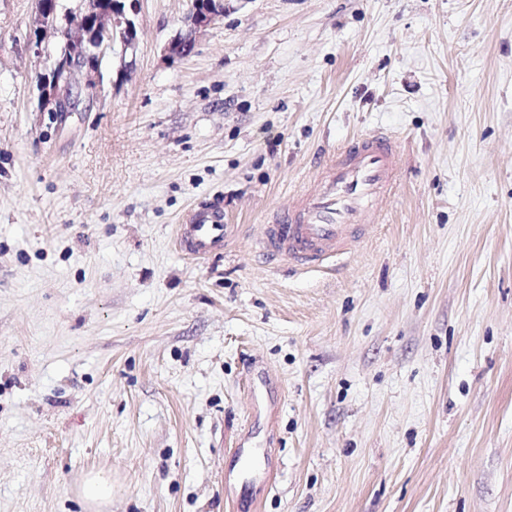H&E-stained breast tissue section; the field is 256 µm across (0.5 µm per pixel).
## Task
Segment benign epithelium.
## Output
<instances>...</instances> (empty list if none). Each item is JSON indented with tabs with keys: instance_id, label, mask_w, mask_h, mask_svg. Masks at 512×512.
<instances>
[{
	"instance_id": "benign-epithelium-1",
	"label": "benign epithelium",
	"mask_w": 512,
	"mask_h": 512,
	"mask_svg": "<svg viewBox=\"0 0 512 512\" xmlns=\"http://www.w3.org/2000/svg\"><path fill=\"white\" fill-rule=\"evenodd\" d=\"M87 7L66 18L68 27L61 30L65 45L72 52L59 57L51 70L42 74L39 83V111L54 112L64 119L78 111L81 94L92 96L100 76L101 63L108 52L120 45L121 56L135 52L137 37V3L139 0H85ZM48 5L37 2L36 16L29 44L37 55L45 54L42 35L58 30L49 21ZM224 15V0H192L187 17L188 31L176 35L167 46L175 56H190L196 45L197 31Z\"/></svg>"
}]
</instances>
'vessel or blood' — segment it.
<instances>
[{
  "label": "vessel or blood",
  "instance_id": "obj_1",
  "mask_svg": "<svg viewBox=\"0 0 512 512\" xmlns=\"http://www.w3.org/2000/svg\"><path fill=\"white\" fill-rule=\"evenodd\" d=\"M397 159L395 142L381 134L338 150L313 186L267 225L261 251L302 268L348 255L369 223L373 201L392 188ZM231 234L223 207L214 204L192 211L178 226L176 241L187 254L207 258L221 254Z\"/></svg>",
  "mask_w": 512,
  "mask_h": 512
}]
</instances>
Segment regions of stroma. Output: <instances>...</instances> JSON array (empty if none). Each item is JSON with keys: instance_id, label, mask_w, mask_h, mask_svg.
<instances>
[{"instance_id": "obj_1", "label": "stroma", "mask_w": 512, "mask_h": 512, "mask_svg": "<svg viewBox=\"0 0 512 512\" xmlns=\"http://www.w3.org/2000/svg\"><path fill=\"white\" fill-rule=\"evenodd\" d=\"M140 0L66 127L0 0V512H512V0ZM400 145L351 254L259 253L337 148ZM218 203L197 259L175 230ZM275 440L264 493L228 457ZM223 15V0H193L187 17L188 31L177 34L168 44L167 51L175 56H190L195 49L197 31L209 26ZM231 234V224H224V208L214 204L192 211L178 225L176 241L187 254L207 258L224 252ZM80 496L89 510L98 512L112 500V482L101 475L90 476L84 481Z\"/></svg>"}]
</instances>
